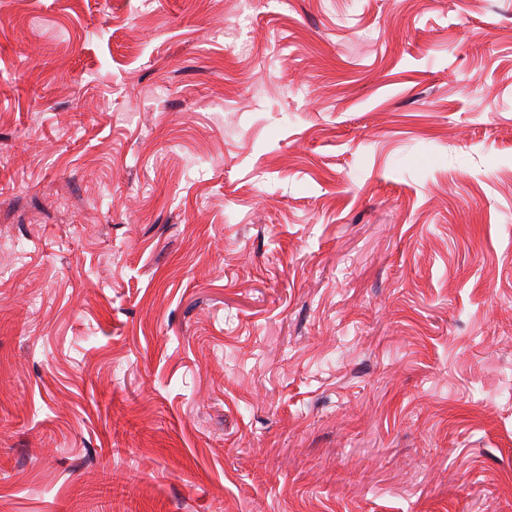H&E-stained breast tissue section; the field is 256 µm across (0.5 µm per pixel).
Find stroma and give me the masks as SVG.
<instances>
[{
    "label": "stroma",
    "instance_id": "obj_1",
    "mask_svg": "<svg viewBox=\"0 0 512 512\" xmlns=\"http://www.w3.org/2000/svg\"><path fill=\"white\" fill-rule=\"evenodd\" d=\"M0 512H512V0H0Z\"/></svg>",
    "mask_w": 512,
    "mask_h": 512
}]
</instances>
